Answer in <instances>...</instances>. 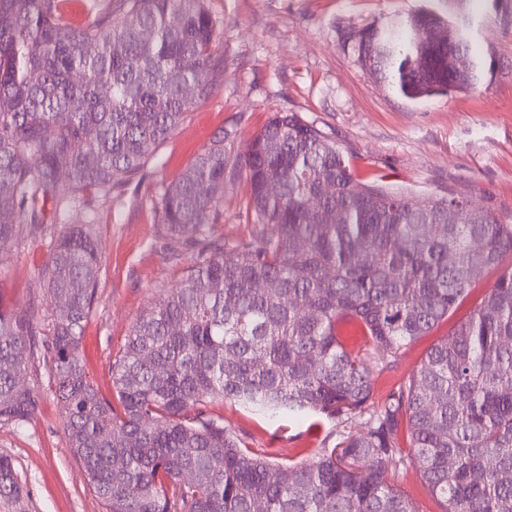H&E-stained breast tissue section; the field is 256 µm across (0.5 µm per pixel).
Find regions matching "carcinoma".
I'll list each match as a JSON object with an SVG mask.
<instances>
[{
    "mask_svg": "<svg viewBox=\"0 0 512 512\" xmlns=\"http://www.w3.org/2000/svg\"><path fill=\"white\" fill-rule=\"evenodd\" d=\"M428 22L446 25V46L423 37ZM358 53L413 101L469 90L487 68L465 29L429 11L360 32ZM223 79L205 0H105L81 28L59 0H0V251L42 229L41 203L62 176L75 198L121 195ZM229 138L158 202L162 234L189 237L193 262L133 324L112 362V399L80 355L101 273L91 225L64 226L42 268L56 306L48 339L37 342L31 315L0 295V422L37 413L40 394L18 384L37 352L106 512H417L387 479L406 461L441 512H512V268L380 406L367 360L338 336L355 320L376 354L397 356L512 255V223L454 197L410 205L357 178L295 112L272 113L241 155ZM236 180L253 235L211 238ZM219 401L343 427L368 418L309 460L273 463L214 415ZM25 494L0 454V498Z\"/></svg>",
    "mask_w": 512,
    "mask_h": 512,
    "instance_id": "carcinoma-1",
    "label": "carcinoma"
}]
</instances>
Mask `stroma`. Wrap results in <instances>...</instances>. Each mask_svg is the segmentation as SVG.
<instances>
[{"mask_svg": "<svg viewBox=\"0 0 512 512\" xmlns=\"http://www.w3.org/2000/svg\"><path fill=\"white\" fill-rule=\"evenodd\" d=\"M206 8L224 52L223 83L188 113L120 197L91 193L80 203L45 202V231L24 235L0 258V291L30 309L41 334H49L53 316L41 269L52 239L63 225H92L102 270L81 354L106 398L113 394L112 362L134 322L181 283L192 263L187 239L162 236L157 203L222 131L232 132L231 151L240 154L271 113L295 112L336 142L360 179L403 189L411 199L464 198L512 218V0L458 6L447 0H206ZM424 8L454 25L470 24L473 48L493 61L476 90L411 101L360 61L359 31ZM245 196L244 184L225 183L222 216L208 235L252 236ZM497 277L486 274L449 321L397 357L373 358L374 403L409 381L430 347L469 317ZM24 383L40 393L39 410L24 426L0 423V454L13 459L27 495L0 501V512H105L68 447L48 364L34 359ZM214 411L248 447L274 461L306 460L339 441L335 422L314 414L270 418L231 403ZM389 481L419 512H441L413 464L390 473Z\"/></svg>", "mask_w": 512, "mask_h": 512, "instance_id": "stroma-1", "label": "stroma"}]
</instances>
